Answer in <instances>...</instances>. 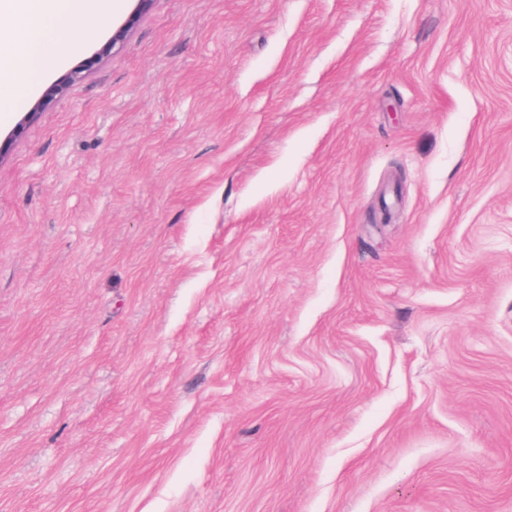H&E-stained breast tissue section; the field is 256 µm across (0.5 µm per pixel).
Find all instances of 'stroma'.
I'll list each match as a JSON object with an SVG mask.
<instances>
[{
  "mask_svg": "<svg viewBox=\"0 0 512 512\" xmlns=\"http://www.w3.org/2000/svg\"><path fill=\"white\" fill-rule=\"evenodd\" d=\"M0 512H512V0H154L48 104Z\"/></svg>",
  "mask_w": 512,
  "mask_h": 512,
  "instance_id": "stroma-1",
  "label": "stroma"
}]
</instances>
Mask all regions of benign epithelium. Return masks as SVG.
Segmentation results:
<instances>
[{
	"label": "benign epithelium",
	"mask_w": 512,
	"mask_h": 512,
	"mask_svg": "<svg viewBox=\"0 0 512 512\" xmlns=\"http://www.w3.org/2000/svg\"><path fill=\"white\" fill-rule=\"evenodd\" d=\"M136 2L135 8L129 18L117 26L112 33L109 42L103 46L101 50L96 52L93 56L86 59L85 62L73 67L64 78L50 86L47 92L37 101L32 103L29 109L22 113L18 119L16 126L12 129L9 139H15L22 134V132L32 123H34L45 106L54 99L61 98L66 95L70 86L80 80L83 75L91 70L95 65L102 62L105 56L112 50L124 45L130 31L132 30L135 19L147 13L154 0H134Z\"/></svg>",
	"instance_id": "7a95c632"
}]
</instances>
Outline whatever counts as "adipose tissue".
<instances>
[{"mask_svg": "<svg viewBox=\"0 0 512 512\" xmlns=\"http://www.w3.org/2000/svg\"><path fill=\"white\" fill-rule=\"evenodd\" d=\"M114 8L113 0H0V97L13 94L15 72L35 80L57 64V31L78 40Z\"/></svg>", "mask_w": 512, "mask_h": 512, "instance_id": "adipose-tissue-1", "label": "adipose tissue"}]
</instances>
